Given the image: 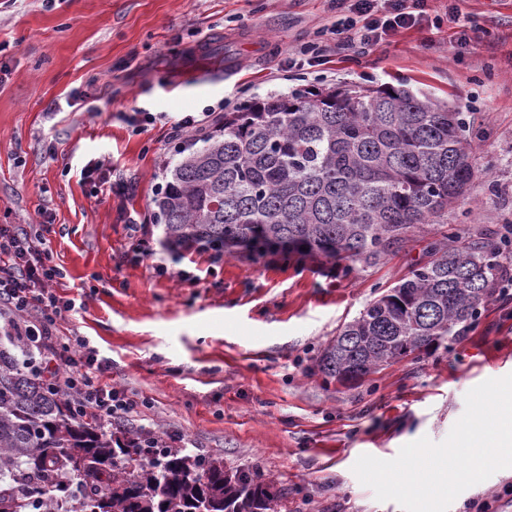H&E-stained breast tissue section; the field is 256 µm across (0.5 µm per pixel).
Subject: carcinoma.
Returning <instances> with one entry per match:
<instances>
[{"label": "carcinoma", "instance_id": "carcinoma-1", "mask_svg": "<svg viewBox=\"0 0 512 512\" xmlns=\"http://www.w3.org/2000/svg\"><path fill=\"white\" fill-rule=\"evenodd\" d=\"M461 112L391 85L248 101L188 150L155 200L174 246L273 247L372 264L420 226L431 259L371 300L323 349L325 380L350 387L471 327L492 302L509 242H462L448 210L475 173ZM274 481L76 419L29 368L22 337L0 341V512H274Z\"/></svg>", "mask_w": 512, "mask_h": 512}]
</instances>
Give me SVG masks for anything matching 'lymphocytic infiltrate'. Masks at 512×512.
<instances>
[{
  "mask_svg": "<svg viewBox=\"0 0 512 512\" xmlns=\"http://www.w3.org/2000/svg\"><path fill=\"white\" fill-rule=\"evenodd\" d=\"M343 10L332 24L335 45L308 42L293 51L288 64L297 69L323 65L332 48L366 51L404 29L429 20L428 0H331ZM61 275L46 246L42 230H26L16 224L0 225V312L9 318L0 328L26 336L39 376L63 394L75 416L98 425L112 421L134 422L135 433L149 452L161 449L158 431L139 424L138 403L124 389L105 382L112 368L109 359L79 342L70 346L58 325L75 308L74 300L57 295L52 284Z\"/></svg>",
  "mask_w": 512,
  "mask_h": 512,
  "instance_id": "f902f5d3",
  "label": "lymphocytic infiltrate"
}]
</instances>
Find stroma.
Segmentation results:
<instances>
[{"instance_id": "1", "label": "stroma", "mask_w": 512, "mask_h": 512, "mask_svg": "<svg viewBox=\"0 0 512 512\" xmlns=\"http://www.w3.org/2000/svg\"><path fill=\"white\" fill-rule=\"evenodd\" d=\"M438 26L374 49L331 54L329 77L284 74L290 50L340 15L329 0H0V225L52 223L53 285L76 307L63 335L112 360V382L148 401V423L201 458L259 471L277 512H402L352 471L421 437L443 441L466 393L512 373V303L492 302L448 346L415 354L352 387L326 383L324 347L372 299L428 261L427 233L379 262L321 256L252 259L165 245L155 199L179 161L175 121L221 99L311 86L392 84L464 113L475 176L448 212L465 233L512 225V0H429ZM471 45L451 53L460 29ZM89 94L90 110L70 106ZM166 120L136 130V110ZM107 160L124 193L81 176ZM149 238L153 253L129 247ZM167 272H158V263ZM488 501L512 512V468L463 491L449 512Z\"/></svg>"}]
</instances>
